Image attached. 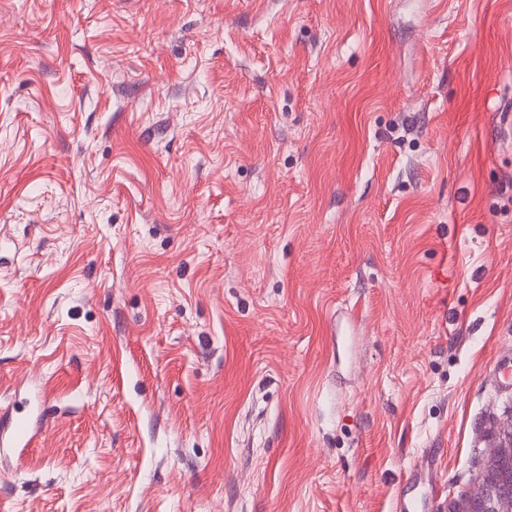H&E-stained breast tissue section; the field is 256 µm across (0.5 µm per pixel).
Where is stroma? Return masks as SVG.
<instances>
[{
	"label": "stroma",
	"mask_w": 512,
	"mask_h": 512,
	"mask_svg": "<svg viewBox=\"0 0 512 512\" xmlns=\"http://www.w3.org/2000/svg\"><path fill=\"white\" fill-rule=\"evenodd\" d=\"M507 357L512 0H0V512L428 510ZM6 429L0 434V445L2 448H26L29 446L32 434L30 427L23 417L8 416ZM10 429V430H9ZM9 430V431H8ZM5 431H8L4 436Z\"/></svg>",
	"instance_id": "35a3bbf8"
}]
</instances>
